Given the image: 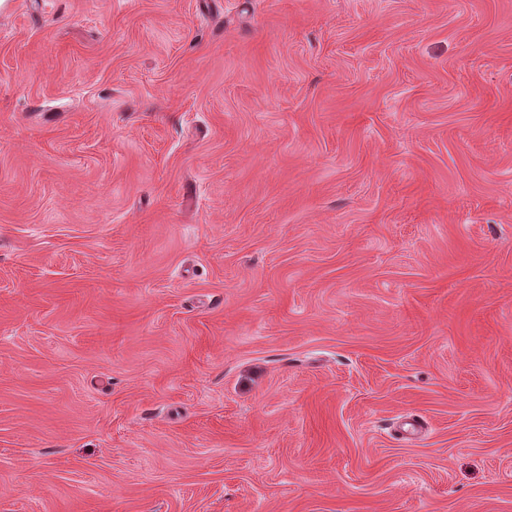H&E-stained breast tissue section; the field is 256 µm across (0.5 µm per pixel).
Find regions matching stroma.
Returning a JSON list of instances; mask_svg holds the SVG:
<instances>
[{
	"label": "stroma",
	"instance_id": "obj_1",
	"mask_svg": "<svg viewBox=\"0 0 512 512\" xmlns=\"http://www.w3.org/2000/svg\"><path fill=\"white\" fill-rule=\"evenodd\" d=\"M0 512H512V0L0 5Z\"/></svg>",
	"mask_w": 512,
	"mask_h": 512
}]
</instances>
